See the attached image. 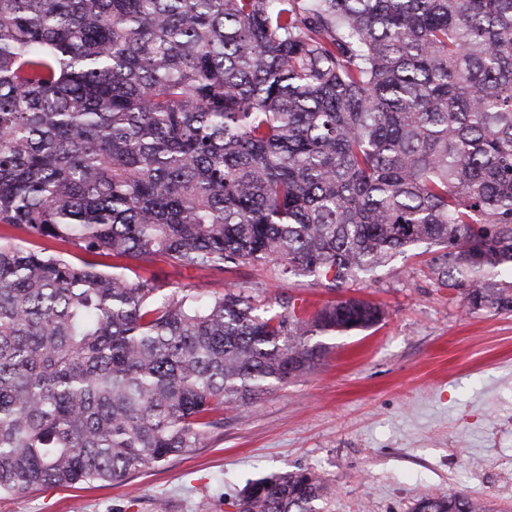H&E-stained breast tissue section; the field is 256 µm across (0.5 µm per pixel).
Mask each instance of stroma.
Returning <instances> with one entry per match:
<instances>
[{
  "instance_id": "obj_1",
  "label": "stroma",
  "mask_w": 512,
  "mask_h": 512,
  "mask_svg": "<svg viewBox=\"0 0 512 512\" xmlns=\"http://www.w3.org/2000/svg\"><path fill=\"white\" fill-rule=\"evenodd\" d=\"M165 292L247 283L259 299L331 295L309 278L262 270L217 274L158 261L139 268ZM351 295L387 311L376 328L322 335L309 373L270 387L249 410L226 409L202 447L117 485L0 496V512H232L248 482L298 469L330 480L319 512H413L426 496L466 493L512 508V313L468 312L434 287L426 257L397 258Z\"/></svg>"
}]
</instances>
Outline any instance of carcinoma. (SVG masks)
I'll return each mask as SVG.
<instances>
[{
    "mask_svg": "<svg viewBox=\"0 0 512 512\" xmlns=\"http://www.w3.org/2000/svg\"><path fill=\"white\" fill-rule=\"evenodd\" d=\"M0 494L117 484L371 329L246 287L163 293L112 255L331 293L397 257L512 312V0H0ZM314 472L234 512H316ZM415 512H485L464 493ZM13 243L19 244L24 247H29L33 249H39V247H44L46 245L51 246V250L54 253L60 254L64 256L65 258L78 262V259L82 258L81 253L71 245L65 244V243H52L48 241H41L30 237H23L21 241L19 240H12Z\"/></svg>",
    "mask_w": 512,
    "mask_h": 512,
    "instance_id": "obj_1",
    "label": "carcinoma"
}]
</instances>
